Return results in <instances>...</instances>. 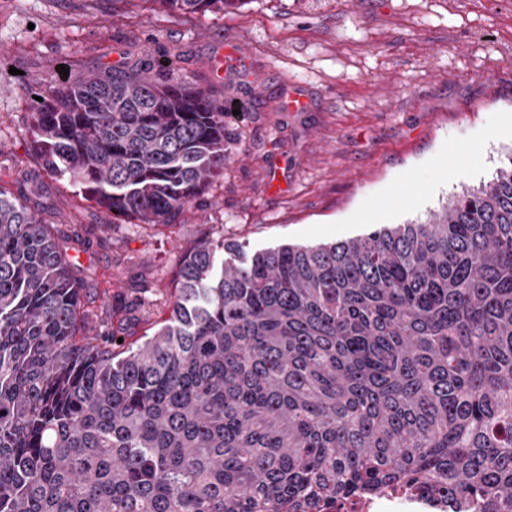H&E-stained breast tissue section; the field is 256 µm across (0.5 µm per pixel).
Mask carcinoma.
<instances>
[{"label": "carcinoma", "mask_w": 512, "mask_h": 512, "mask_svg": "<svg viewBox=\"0 0 512 512\" xmlns=\"http://www.w3.org/2000/svg\"><path fill=\"white\" fill-rule=\"evenodd\" d=\"M173 64L27 89L30 153L109 213L175 223L227 157L224 104ZM52 209L0 187V512H307L391 487L512 512V151L423 222L246 262L201 235L135 349L89 335Z\"/></svg>", "instance_id": "obj_1"}]
</instances>
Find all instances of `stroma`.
Here are the masks:
<instances>
[{
    "label": "stroma",
    "mask_w": 512,
    "mask_h": 512,
    "mask_svg": "<svg viewBox=\"0 0 512 512\" xmlns=\"http://www.w3.org/2000/svg\"><path fill=\"white\" fill-rule=\"evenodd\" d=\"M184 55L213 79L232 160L176 224L101 210L28 154L25 87ZM299 96L303 109L288 107ZM512 0H243L220 14L150 5L107 16L74 0H0V184L37 175L61 244L98 295V330L139 340L183 253L206 232L245 244L348 240L425 220L490 182L512 151ZM91 241L76 248L69 235Z\"/></svg>",
    "instance_id": "35a3bbf8"
}]
</instances>
